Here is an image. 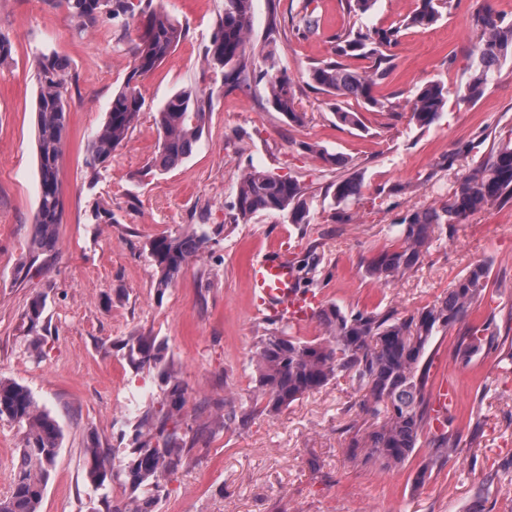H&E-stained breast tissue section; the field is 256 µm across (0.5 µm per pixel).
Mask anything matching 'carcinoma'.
Returning a JSON list of instances; mask_svg holds the SVG:
<instances>
[{
    "label": "carcinoma",
    "mask_w": 512,
    "mask_h": 512,
    "mask_svg": "<svg viewBox=\"0 0 512 512\" xmlns=\"http://www.w3.org/2000/svg\"><path fill=\"white\" fill-rule=\"evenodd\" d=\"M77 22L79 32L97 28L117 19L137 18V35L132 40L133 67L123 87L113 96L104 123L88 139L86 166L93 178L112 159V153L127 139L145 101L138 90L139 79L152 73L182 38L178 22L153 0H60ZM448 0H419L407 26H430L442 17ZM253 0H224L210 43L204 51L205 65L222 73L224 85L235 88L252 72L254 48L250 46ZM478 33L470 54V77L465 96L479 99L500 64L512 58V23L506 24L490 0H479L473 15ZM400 28H370L350 25L333 36L336 58L309 70L311 86L336 100V120L344 126L359 127L361 119L339 105L344 98H356L372 108L384 104L373 96L374 86L387 75L391 50L398 45ZM365 56L375 61L369 71L346 67L340 59ZM260 76L268 89L271 106L288 122L301 125L305 113L295 107L292 81L280 67L274 40L260 50ZM38 92L35 98L39 200L34 216L29 265L54 248L57 227L63 221L64 201L60 164L67 130L66 92L73 74L68 61L55 52L42 53L35 60ZM448 102V90L439 81L418 88L408 100L411 120L428 127L439 120ZM206 121V101L191 88L169 97L157 110L158 153L153 167L167 171L188 157L199 142ZM471 148L452 152L437 164L448 176L446 199L439 205L407 212L398 219L401 244L369 258L364 271L370 278L389 285L420 262L435 232L446 231L490 206L512 200V144H501L490 155L458 173L457 162L471 154ZM363 181L358 173L341 175L331 184L336 205L346 206L362 196ZM237 218L246 221L258 213L278 212L290 224H307L305 188L292 179L272 172L247 169L237 189ZM206 235L161 236L149 244L158 273L157 288L169 287L189 261L200 254ZM489 268L477 264L461 276L444 297L418 314L399 318L375 311L347 313L336 304L318 308L314 317L326 335L312 340L291 336L275 329L260 340L257 352V384L266 408L275 411L318 391L338 376H347L366 391L364 406L376 420L363 441L352 450L367 448V456L384 468L405 465L413 456L432 416L425 399V356L437 333L465 320L473 304L482 300L488 286ZM476 328L469 343L459 350L462 357L478 351L485 341ZM129 361L137 366H161L166 389L160 407L148 411L135 428L128 449L131 493L125 500H112L109 486L117 478L106 451L96 443L85 448V475L99 493V506L92 512H154L166 493L161 478L172 474L181 462L184 439L169 423L186 403V387L173 369L163 363L161 348L144 336L125 342ZM0 418L24 430L25 444L18 449L10 492L0 496V512H40L46 486L56 465L62 433L54 417L39 408L31 391L17 382L0 380ZM452 452L442 439L421 466L417 480L423 481Z\"/></svg>",
    "instance_id": "1"
}]
</instances>
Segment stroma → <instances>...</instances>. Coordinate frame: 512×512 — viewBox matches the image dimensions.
Segmentation results:
<instances>
[{
	"label": "stroma",
	"instance_id": "35a3bbf8",
	"mask_svg": "<svg viewBox=\"0 0 512 512\" xmlns=\"http://www.w3.org/2000/svg\"><path fill=\"white\" fill-rule=\"evenodd\" d=\"M185 36L139 83L143 112L99 177L85 167V148L101 126L115 92L132 69L133 28L116 22L77 34L65 7L47 0H0V33L13 45L0 64V379L26 386L63 433L41 512H91L98 497L85 478L89 442L107 449L119 477L111 496L130 494L129 434L163 397L160 372L133 365L124 343L155 339L187 387L178 415L187 435L182 463L166 476L156 512H512V202L472 215L433 241L414 271L390 285L365 276L362 263L399 243L396 220L444 198L447 179L434 164L459 146L479 141L480 155L512 140V61L474 101L464 99L476 41V0H451L434 25L405 26L418 0H376L352 17L346 0H253V44L276 24L281 66L292 80L303 125L289 124L268 103L258 75L232 91L203 55L224 0H154ZM315 27H306V14ZM400 27L388 76L374 88L375 111L355 99L344 107L363 126L337 122L328 95L308 83L310 67L332 56V37L349 22ZM54 51L69 59L68 126L61 162L63 222L45 269L22 276L38 205L35 142L37 80L34 59ZM442 81L448 103L427 128L410 120L407 101L418 87ZM211 96L202 137L192 154L162 172L156 110L176 91ZM342 155L361 173L363 196L352 223H337L336 174L306 144ZM268 170L306 189L309 221L291 224L276 213L248 221L234 204L243 171ZM398 183L414 193L381 198ZM112 221L96 224L95 209ZM206 235L203 252L176 282L158 290L149 255L160 236ZM286 248L302 291L347 312L393 311L408 317L444 296L473 265L490 264L483 300L468 319L438 333L428 350L425 396L437 404L444 389L457 394L446 424L428 426L411 461L384 469L350 445L368 416L363 393L340 377L288 407L270 413L256 390L255 356L277 322L259 315L247 274L249 260ZM44 311L30 332L33 297ZM489 323V342L470 362L458 356L470 327ZM245 422L219 426L228 409ZM454 451L424 483H416L439 435ZM24 433L0 419V495L14 479Z\"/></svg>",
	"mask_w": 512,
	"mask_h": 512
}]
</instances>
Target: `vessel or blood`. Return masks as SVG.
<instances>
[{
  "instance_id": "1",
  "label": "vessel or blood",
  "mask_w": 512,
  "mask_h": 512,
  "mask_svg": "<svg viewBox=\"0 0 512 512\" xmlns=\"http://www.w3.org/2000/svg\"><path fill=\"white\" fill-rule=\"evenodd\" d=\"M248 277L269 318L298 323L314 301L313 296L298 291L294 268L287 256L250 262Z\"/></svg>"
}]
</instances>
